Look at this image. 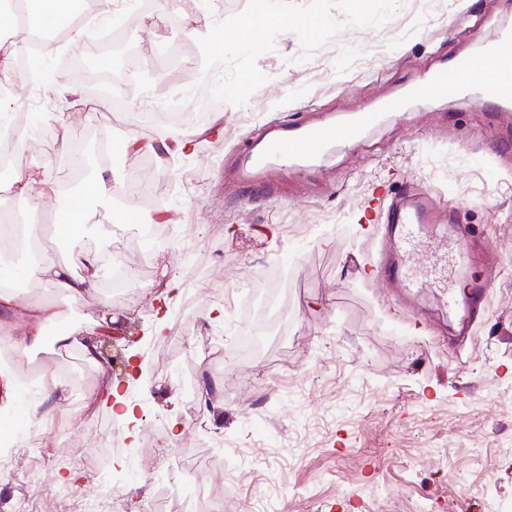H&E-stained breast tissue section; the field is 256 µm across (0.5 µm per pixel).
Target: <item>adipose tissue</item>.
Masks as SVG:
<instances>
[{"label":"adipose tissue","instance_id":"ef3b65f1","mask_svg":"<svg viewBox=\"0 0 512 512\" xmlns=\"http://www.w3.org/2000/svg\"><path fill=\"white\" fill-rule=\"evenodd\" d=\"M83 0H19L18 10L0 9V29L8 31L16 26L15 13L23 11L30 27L38 29H67L68 40H82V28L73 24L82 12ZM110 188L108 177L100 175L84 182L80 189V205L57 210L54 217V236L69 252L75 253L76 262H43L30 265L19 261L0 265V334L9 335L11 316L21 314L30 323V332L20 343V351L42 345L51 325L61 317L59 311L43 302L26 298L25 283L36 280L56 288L72 299L82 297L94 288L104 257L101 251L88 249L83 243V221L95 211Z\"/></svg>","mask_w":512,"mask_h":512}]
</instances>
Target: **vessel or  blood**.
Masks as SVG:
<instances>
[{
    "instance_id": "obj_1",
    "label": "vessel or blood",
    "mask_w": 512,
    "mask_h": 512,
    "mask_svg": "<svg viewBox=\"0 0 512 512\" xmlns=\"http://www.w3.org/2000/svg\"><path fill=\"white\" fill-rule=\"evenodd\" d=\"M512 45V28L501 29L497 37L484 44L479 56L462 54L452 64H438L424 79L409 84L381 101L369 112H327L298 123L277 120L265 123L259 136L250 138L239 149L224 178L235 188L268 199L279 195V173L293 168L316 171L333 156L339 144L360 141L367 130L381 125L387 114L402 112L414 100L454 99L477 95L501 120L512 124V61L503 50ZM493 68L491 79L479 83L475 73L481 65ZM388 221L394 226V250L377 262L380 277L399 288H432L447 296L450 308H463L461 329H468L472 314L484 307L488 282L469 281L458 290L456 270L474 259L472 244L457 237L440 244L429 264L415 265V257L427 244L424 227L450 222V213L441 210L428 193L402 192L386 203Z\"/></svg>"
}]
</instances>
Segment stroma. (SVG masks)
I'll use <instances>...</instances> for the list:
<instances>
[{"mask_svg":"<svg viewBox=\"0 0 512 512\" xmlns=\"http://www.w3.org/2000/svg\"><path fill=\"white\" fill-rule=\"evenodd\" d=\"M258 8L256 0H166L164 20L133 13L122 40L145 67L131 76L111 57L95 61L98 79L124 86L115 103L83 92L72 102L53 85L36 90L10 77L12 103L27 109L39 91L50 107L33 118L66 130L70 142L92 150L104 135L131 133L155 146L112 160L114 186L144 173L153 198L113 196L84 231L90 248L121 242L135 279L115 290L101 278L77 300L42 284L33 290L66 323L106 316L129 342L119 376L75 346L27 354L44 373L81 369L87 385L80 397L61 392L48 416L44 446L60 466L43 471V484L150 500L159 486L141 470L143 433L160 424L174 463L193 467L184 494L203 485L217 498L233 494L229 512H413L421 502L428 512H512V165L494 155H512V128L472 100H438L387 116L322 172L289 173L277 199L240 202L222 181L232 151L264 122L372 106L432 63L512 27V0H372L361 19L351 0H265L269 15L315 23L263 34L265 52L239 45L233 31ZM163 40L189 70L159 57ZM217 55L220 73L208 69ZM167 89L180 98L175 126L194 134L183 151L163 150L170 128L139 107ZM15 169L48 178L20 195L0 176V209L16 216L36 205L57 211L75 193L55 141H26ZM380 188L431 192L457 221L430 234L454 236L465 224L495 250L493 269L457 272L461 281L491 280L470 341L457 342V317L438 292L406 293L379 279ZM123 207L164 214L165 246L145 247L140 224L111 223V210ZM271 285L288 326L261 354H242L243 298ZM109 383L128 389L138 418L102 488L70 458L111 430L117 414L100 401ZM208 390L201 435L184 424V406Z\"/></svg>","mask_w":512,"mask_h":512,"instance_id":"35a3bbf8","label":"stroma"}]
</instances>
